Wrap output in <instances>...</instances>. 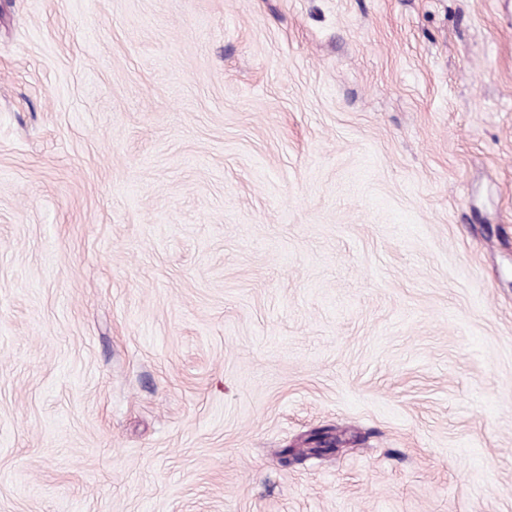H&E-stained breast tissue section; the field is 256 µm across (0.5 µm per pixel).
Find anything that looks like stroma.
I'll return each instance as SVG.
<instances>
[{
	"label": "stroma",
	"mask_w": 512,
	"mask_h": 512,
	"mask_svg": "<svg viewBox=\"0 0 512 512\" xmlns=\"http://www.w3.org/2000/svg\"><path fill=\"white\" fill-rule=\"evenodd\" d=\"M0 512H512V0H0Z\"/></svg>",
	"instance_id": "obj_1"
}]
</instances>
